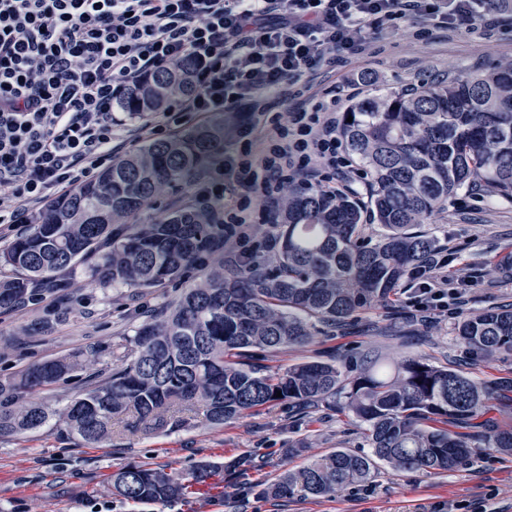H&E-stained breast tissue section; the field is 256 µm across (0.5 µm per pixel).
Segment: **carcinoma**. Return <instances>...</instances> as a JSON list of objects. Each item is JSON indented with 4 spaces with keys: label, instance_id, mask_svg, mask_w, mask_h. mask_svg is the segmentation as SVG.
<instances>
[{
    "label": "carcinoma",
    "instance_id": "carcinoma-1",
    "mask_svg": "<svg viewBox=\"0 0 512 512\" xmlns=\"http://www.w3.org/2000/svg\"><path fill=\"white\" fill-rule=\"evenodd\" d=\"M190 61L153 72L115 103L142 115L192 91ZM341 136L368 178L369 215L344 193L290 189L274 218L276 250L224 267V225L207 210H174L137 223L162 187L187 180L224 151V123L156 139L112 161L93 180L47 205L27 232L0 250L14 274L0 278V309L21 307L72 286L82 270L107 288H155L192 279L171 304L138 326L125 359L103 369L59 413L27 399L87 365L90 350L34 363L0 378V437L34 431L53 415L87 447L112 439L114 418L130 433L185 424L180 410L201 406L216 426L286 404L299 413L320 404L350 410L368 450L338 448L257 494L323 497L368 480L379 464L395 471H451L478 447L512 453V425L486 417L499 386L416 356L374 361L352 372L334 357L276 371L251 360L328 336L402 288L428 265L435 242L415 230L448 199L482 186L512 201V63L485 74L355 102ZM379 226L376 237L366 223ZM476 357L512 356V308L472 312L456 326ZM251 460L202 462L188 473L129 464L112 473V494L134 504L185 497L222 469Z\"/></svg>",
    "mask_w": 512,
    "mask_h": 512
}]
</instances>
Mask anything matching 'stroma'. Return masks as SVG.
<instances>
[{
    "mask_svg": "<svg viewBox=\"0 0 512 512\" xmlns=\"http://www.w3.org/2000/svg\"><path fill=\"white\" fill-rule=\"evenodd\" d=\"M418 25L417 19H402L396 33L369 34L363 55L309 73L299 87L281 85L268 98L269 114L330 99L335 100L337 112L344 113L353 103L348 96L353 82L366 98L382 89L466 77L512 61L511 24L492 30L435 27L415 39L411 32ZM221 164V159H213L183 186L166 191L140 214L139 223L196 205L198 196L213 186H228L230 177L223 174ZM424 230L447 260L449 287L462 291L458 313L416 314L408 292L402 290L335 335L318 334L280 352L259 354L255 365L272 370L329 355L358 365L377 355L390 361L415 355L482 380L512 378V356L477 359L455 335L461 315L512 305V270L500 266L512 253V202L475 187L451 197L447 209ZM176 297L170 285L106 288L81 275L74 288L56 298L1 311L0 336L12 338L13 345L0 357V378L44 359L92 347L101 362L119 363L134 329ZM51 307L64 311V321L48 332L24 335L25 326ZM185 419L184 426L151 435L115 433L100 448L86 447L55 421L33 433L0 438V512H435L437 504L448 502L460 504L461 512H512L511 453L483 448L455 470L440 474L396 473L382 467L367 482L330 496L297 494L275 501L250 491V484L273 482L286 470L336 448L363 447L352 413L322 404L299 416L278 404L221 427L209 426L199 409L186 413ZM291 442L302 447V455H283ZM244 455L255 463L245 476L219 473L189 497L172 502H127L113 495L109 481L112 472L128 464L148 463L183 473L202 460L225 463Z\"/></svg>",
    "mask_w": 512,
    "mask_h": 512,
    "instance_id": "stroma-1",
    "label": "stroma"
}]
</instances>
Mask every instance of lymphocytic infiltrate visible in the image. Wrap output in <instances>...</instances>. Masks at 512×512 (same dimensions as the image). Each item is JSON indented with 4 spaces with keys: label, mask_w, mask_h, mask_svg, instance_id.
<instances>
[{
    "label": "lymphocytic infiltrate",
    "mask_w": 512,
    "mask_h": 512,
    "mask_svg": "<svg viewBox=\"0 0 512 512\" xmlns=\"http://www.w3.org/2000/svg\"><path fill=\"white\" fill-rule=\"evenodd\" d=\"M415 16L433 25L492 28L486 0H0V224H28L33 205L79 187L118 147L113 105L126 87L190 58L189 95L147 118L148 135L181 116L265 114L269 94L307 72L363 54L372 31ZM335 102L289 113L252 145L249 124L224 151L236 205L206 196L227 237L249 242L250 203L277 201L301 179L333 191L351 163L336 133ZM430 268L411 285L419 312H444L456 289L435 287Z\"/></svg>",
    "instance_id": "lymphocytic-infiltrate-1"
}]
</instances>
